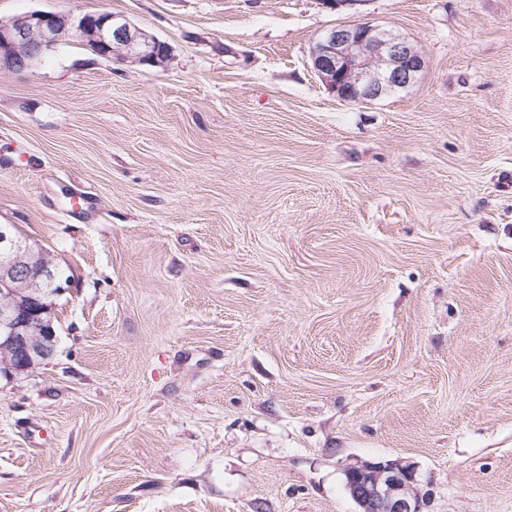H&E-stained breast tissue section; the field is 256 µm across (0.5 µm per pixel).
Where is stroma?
<instances>
[{"mask_svg":"<svg viewBox=\"0 0 512 512\" xmlns=\"http://www.w3.org/2000/svg\"><path fill=\"white\" fill-rule=\"evenodd\" d=\"M111 12L168 67L71 37L0 72V224L64 289L0 375V512H512V0H0ZM370 21L427 67L340 101L310 68ZM345 482L358 512H422L427 498L414 467L400 461L351 466Z\"/></svg>","mask_w":512,"mask_h":512,"instance_id":"stroma-1","label":"stroma"}]
</instances>
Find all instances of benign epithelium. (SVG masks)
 <instances>
[{"mask_svg": "<svg viewBox=\"0 0 512 512\" xmlns=\"http://www.w3.org/2000/svg\"><path fill=\"white\" fill-rule=\"evenodd\" d=\"M101 57L165 67L167 43L110 12L76 17L32 11L0 22V70L26 73L70 35ZM311 69L336 97L368 103L413 87L426 69L417 44L368 22L339 25L310 52ZM33 247L0 225V351L6 375L27 372L51 360L58 342L47 290L63 286L57 269L31 256ZM345 486L358 512H422L427 493L417 473L399 461L365 462L345 470Z\"/></svg>", "mask_w": 512, "mask_h": 512, "instance_id": "obj_1", "label": "benign epithelium"}]
</instances>
